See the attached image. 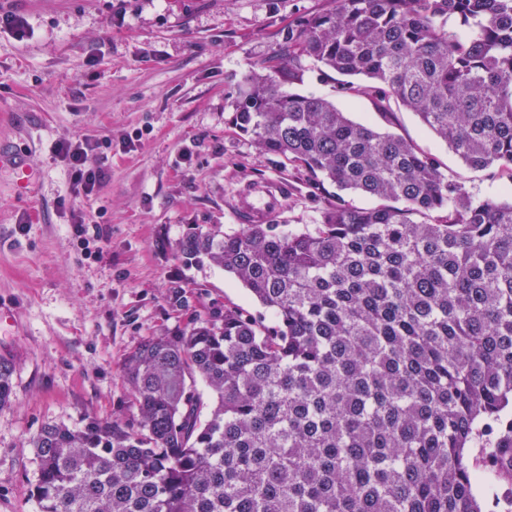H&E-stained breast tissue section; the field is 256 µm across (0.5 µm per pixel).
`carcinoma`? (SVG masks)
Returning <instances> with one entry per match:
<instances>
[{"label": "carcinoma", "mask_w": 512, "mask_h": 512, "mask_svg": "<svg viewBox=\"0 0 512 512\" xmlns=\"http://www.w3.org/2000/svg\"><path fill=\"white\" fill-rule=\"evenodd\" d=\"M304 60L346 77L336 95L414 112L465 166L512 181V0H336L301 20L232 123L335 185L336 205L298 232L188 225L182 264L223 269L260 310L211 303L144 339L123 366L135 416L41 427L40 512H483L477 487L512 478V418L483 441L512 408V199L477 198L414 143L285 90ZM170 300L200 295L174 281ZM12 376L0 359V405ZM478 443L488 476L468 465Z\"/></svg>", "instance_id": "carcinoma-1"}]
</instances>
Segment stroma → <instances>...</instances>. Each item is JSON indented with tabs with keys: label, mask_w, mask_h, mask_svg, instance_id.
Masks as SVG:
<instances>
[{
	"label": "stroma",
	"mask_w": 512,
	"mask_h": 512,
	"mask_svg": "<svg viewBox=\"0 0 512 512\" xmlns=\"http://www.w3.org/2000/svg\"><path fill=\"white\" fill-rule=\"evenodd\" d=\"M334 0H0L23 18L0 29V152L25 156L28 182L0 169V358L15 397L0 406V512H39V462L29 440L42 426L136 412L125 358L147 337L186 322L171 282L202 285L203 302L255 312L224 270L181 265L174 243L190 224L240 229L251 184L288 182L274 220L319 223L334 186L256 148L230 123L245 79L281 54L304 18ZM336 73L306 69L299 93L333 97L357 122L435 155L475 196L507 199L512 186L467 168L403 109L386 117L370 98L337 96ZM111 139L89 162L108 175L92 195L69 190L58 141ZM100 229L82 249L73 214Z\"/></svg>",
	"instance_id": "1"
}]
</instances>
